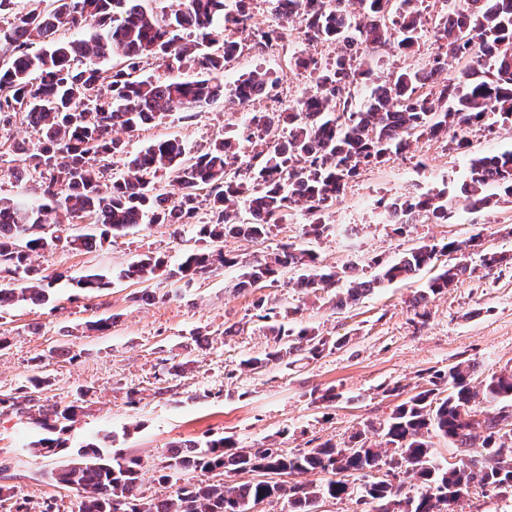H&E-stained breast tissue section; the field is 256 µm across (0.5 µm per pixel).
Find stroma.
Listing matches in <instances>:
<instances>
[{
    "label": "stroma",
    "instance_id": "35a3bbf8",
    "mask_svg": "<svg viewBox=\"0 0 512 512\" xmlns=\"http://www.w3.org/2000/svg\"><path fill=\"white\" fill-rule=\"evenodd\" d=\"M251 12L254 29L241 36L242 52L224 74L229 84L254 70L278 72L271 52L252 46L254 30L272 18L268 0H254ZM436 49L429 29L417 52L379 48L374 76L415 68ZM253 111L219 99L169 113L120 138L127 153L175 138L194 156L248 124ZM30 136L17 119L0 129V199L40 193L38 183L14 174L11 146ZM469 139L470 148L460 149L419 137L406 154L364 168L348 182L327 212L329 229L322 237L305 236L307 215L296 209L290 222L264 239H225L224 249L237 255L238 265L199 276L187 287L167 271L199 248L192 224H143L87 251L57 248L36 256L35 266L53 278L51 296L45 303L0 308V335L9 339L0 350V393L19 392L39 370L49 379L41 405L71 403L78 412L62 435L64 448L49 457L32 449L45 435L42 428L13 412L0 413V486L11 492L0 512H78L76 492L56 485L50 474L91 442L106 454L141 458L140 495L157 500L171 492L159 483V471L171 445L182 440L230 436L241 448L273 445L289 452L326 441L342 447L366 426L383 424L397 405L427 387L433 371L461 361L474 364L481 379L512 369V266L485 272L479 254L466 246L479 233L491 250L512 255V198L476 212L468 209L466 193L471 158L512 149V126H477ZM440 189L448 193V222L420 216L400 233L385 223L384 202ZM442 241L461 244L457 258L474 273L418 307L413 300L436 266L407 281L381 283L341 306L334 297L345 289L342 281L315 295L291 288L287 272L259 288L238 286L245 264L287 242L310 249L320 265H354V277L369 280L376 273L371 258L391 262L411 248ZM148 255L164 258L167 270L143 283L123 277L129 264ZM91 271L104 274L107 284L88 295L74 279ZM260 299L277 307L287 324L327 338L325 351L290 364L242 367V360L275 344L258 316ZM100 319L109 321L107 330H87V323ZM329 390L336 399L327 403L321 396Z\"/></svg>",
    "mask_w": 512,
    "mask_h": 512
}]
</instances>
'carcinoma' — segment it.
Segmentation results:
<instances>
[{
    "label": "carcinoma",
    "instance_id": "1",
    "mask_svg": "<svg viewBox=\"0 0 512 512\" xmlns=\"http://www.w3.org/2000/svg\"><path fill=\"white\" fill-rule=\"evenodd\" d=\"M298 22L309 41L336 47L333 66L323 68L312 57L295 56L296 71L318 73L316 88L277 112H255L240 138L251 139L261 128L267 139L251 155L241 156L233 143L222 140L197 156H186L171 139H158L128 159V172L106 178L108 160L125 152L112 137L120 127L130 132L161 120L172 111H188L224 96L226 63L239 51L236 36L251 19L248 0H183L179 9L161 15L144 8L141 0H49L44 8L13 11V0H0V124L20 117L36 142L12 145L16 156L28 161L22 172L36 179L40 196L33 203L0 201V273L26 275L19 288H0V308L14 301L46 302L51 277L41 274L32 258L50 245L45 233H29L35 226L67 231L64 221L89 219L88 233L66 235L64 247L87 250L108 235L126 233L149 224H193L206 191L207 221L197 225L199 240L207 246L185 255L176 275L191 282L212 269L238 264L218 246L227 236L261 239L304 204L310 215L306 235L327 230L324 216L345 191L348 181L363 168L382 164L410 150L417 137L445 138L453 133L457 146L467 148V131L489 116L512 123V0H441L434 36L437 51L422 66L387 77L373 86L369 100L357 106L350 87L371 73L372 54L396 37L397 48L413 51L425 28L417 0H359L360 10L338 20L330 12L305 11ZM196 35L184 42L180 33ZM223 47L213 48L217 38ZM43 48L36 49L34 45ZM473 55V65L458 80L436 84L429 95L425 81L436 79L450 58ZM110 61L102 68L99 62ZM168 69L199 70L192 81H155L143 76L150 62ZM278 80L254 71L232 87L229 100L250 97L251 91L270 93ZM174 174L180 194L157 192L160 172ZM496 188L512 197V150L471 159L467 184L468 206L481 210ZM244 200L251 219L238 217ZM410 222L424 215L436 222L450 218L447 193L439 190L399 202ZM481 253L483 266L500 267L507 256L484 248L482 236L470 240ZM459 250L455 242L413 248L379 269L372 280L359 281L346 271L318 266L316 257L295 243L248 266L237 287L273 281L285 269L296 271L292 287L318 293L341 279L348 287L341 303L355 302L384 280L407 279L441 256ZM166 266L164 259L147 257L128 267L124 276L148 281ZM468 270L446 263L431 278L426 291L415 298L419 306L429 295L448 291ZM106 285L99 273L83 275L77 286L94 291ZM259 318L280 343L278 349L252 357L242 366L258 369L303 352L316 356L326 340L307 328L298 331L278 320L276 308L257 303ZM475 367L462 362L436 370L430 387L399 404L382 427L384 447L369 445L361 435L338 448L324 442L287 453L273 446L245 451L229 437L193 441L190 454L169 457L158 480L175 489L151 502L137 494L142 460L120 452L104 456L94 444L78 450L77 458L51 473L55 483L76 491L79 512H255L260 504L288 495L293 512H317L325 499H350L362 512H451V505L479 489L483 496L512 489V369L474 384ZM19 396L0 394V408L18 414L37 410L38 424L51 436L35 447L49 454L63 447L52 437L67 429L77 406L56 404L44 408L36 393L47 378L35 374ZM448 394L441 395L440 387ZM485 406L474 408L478 395ZM441 437L459 451L448 465L436 460L432 438ZM401 474L394 483L383 477L355 490V481L384 467ZM217 472L224 479L213 484L182 478L190 469ZM328 473L320 483L288 488L278 475ZM254 472L246 482L234 475ZM421 483L422 492H405L406 480Z\"/></svg>",
    "mask_w": 512,
    "mask_h": 512
}]
</instances>
